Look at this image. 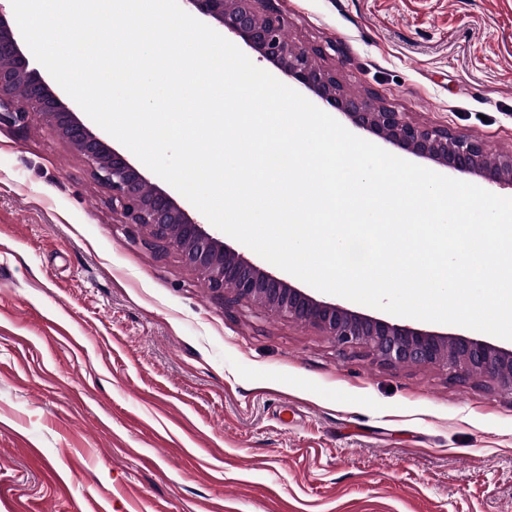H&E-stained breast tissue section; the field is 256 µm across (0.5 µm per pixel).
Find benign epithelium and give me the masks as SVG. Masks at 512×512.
Returning a JSON list of instances; mask_svg holds the SVG:
<instances>
[{"label":"benign epithelium","instance_id":"1","mask_svg":"<svg viewBox=\"0 0 512 512\" xmlns=\"http://www.w3.org/2000/svg\"><path fill=\"white\" fill-rule=\"evenodd\" d=\"M255 1L264 7L256 9ZM180 2L214 22L222 34L240 40L259 60L294 80L354 128L452 172L475 176L488 187L512 189V150L491 158L477 138L418 124L392 107L346 93L336 70L315 62L321 50L300 47L286 38L275 0ZM32 115L86 159L94 178L111 192L112 210L120 212L127 223L147 230L141 238L144 246L172 245L181 263L201 272L217 295L228 291L233 303L250 302L264 312L317 327L341 345L363 344L389 365L446 364L463 377L487 378L512 391V349L393 323L318 300L225 244L78 118L49 72L28 55L23 39L0 8V126L23 127Z\"/></svg>","mask_w":512,"mask_h":512}]
</instances>
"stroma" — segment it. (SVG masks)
Segmentation results:
<instances>
[{
	"label": "stroma",
	"instance_id": "stroma-1",
	"mask_svg": "<svg viewBox=\"0 0 512 512\" xmlns=\"http://www.w3.org/2000/svg\"><path fill=\"white\" fill-rule=\"evenodd\" d=\"M353 94L512 149V0H276ZM0 127V512H512V392L387 365L142 247Z\"/></svg>",
	"mask_w": 512,
	"mask_h": 512
}]
</instances>
